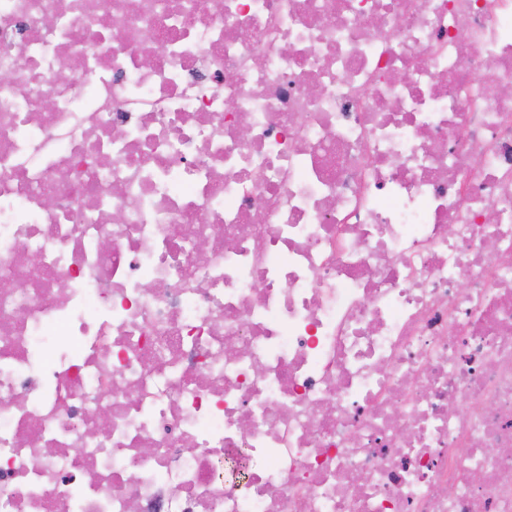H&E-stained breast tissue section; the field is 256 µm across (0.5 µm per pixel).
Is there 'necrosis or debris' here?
Returning <instances> with one entry per match:
<instances>
[{"label": "necrosis or debris", "mask_w": 512, "mask_h": 512, "mask_svg": "<svg viewBox=\"0 0 512 512\" xmlns=\"http://www.w3.org/2000/svg\"><path fill=\"white\" fill-rule=\"evenodd\" d=\"M156 2L0 0V512H512V0Z\"/></svg>", "instance_id": "obj_1"}]
</instances>
